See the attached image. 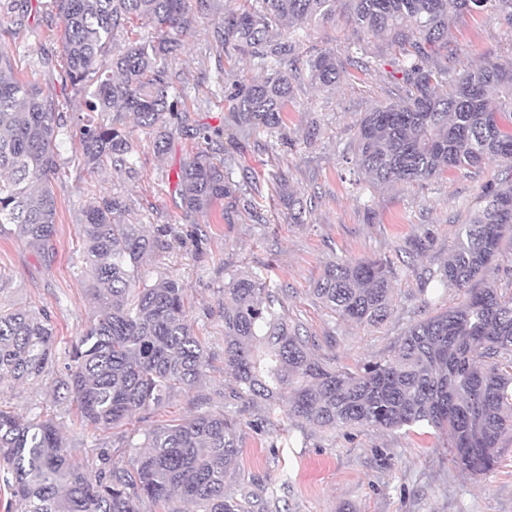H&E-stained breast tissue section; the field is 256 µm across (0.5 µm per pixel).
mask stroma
Returning a JSON list of instances; mask_svg holds the SVG:
<instances>
[{"instance_id":"stroma-1","label":"stroma","mask_w":512,"mask_h":512,"mask_svg":"<svg viewBox=\"0 0 512 512\" xmlns=\"http://www.w3.org/2000/svg\"><path fill=\"white\" fill-rule=\"evenodd\" d=\"M240 2L207 0L171 54V68L188 89L181 107L188 121L173 128L164 150L137 128L131 134V170L118 172L106 162L91 172L80 158L77 138L58 137L62 168L52 182L57 199L53 260H44L9 231L0 232V307L45 310L56 329V360L62 365L92 318L80 273V219L89 197H119L127 206L124 222L144 225L150 237L162 238L165 227L175 228L177 239L146 255L140 270L151 282L175 277L183 283L188 319L208 355L202 380L160 406L135 413L110 433L82 428L75 411L57 404L49 374L27 383L0 382V407L23 417L55 416L78 458L93 470L100 448H109L114 461L123 463L125 438L138 443L146 430L161 424L206 411L226 414L238 424L241 446L226 491L238 497L259 483L275 485L279 512H512L511 439L503 442L498 466L474 478L454 466L445 436L434 429L365 428L348 434L288 420L281 405L237 393L224 367L222 298L233 275L267 274L286 291L289 316L312 335L316 354L330 366L356 371L391 357L418 320L462 301V292L441 289L431 306L422 308L418 277L446 263L460 225L482 207L486 186L512 182V169L489 160L422 186H370L352 162L357 124L364 113L397 102L389 74L398 50L383 38L362 39L340 18L307 28L308 52L340 55L359 41L368 68L348 69L331 87L298 88L278 134H239L214 150L215 158L232 159L233 179L252 192L256 211L226 214L216 206L186 215L176 173L204 146L192 127L224 124L227 105L216 92L218 75L230 81L259 76L247 61L219 62L215 51V28ZM448 41L457 50L454 69L488 59L512 63V32L492 9L450 19ZM0 51L19 77L55 97L59 112L82 111V94L64 81L61 22L53 0H20L12 10L0 0ZM278 171L287 179L288 195L276 193L271 184ZM384 257L395 270V301L383 325L337 321L313 300L312 283L329 262Z\"/></svg>"}]
</instances>
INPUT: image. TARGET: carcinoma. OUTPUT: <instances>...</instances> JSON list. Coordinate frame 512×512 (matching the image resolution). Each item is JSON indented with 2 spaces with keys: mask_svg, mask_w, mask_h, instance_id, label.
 <instances>
[{
  "mask_svg": "<svg viewBox=\"0 0 512 512\" xmlns=\"http://www.w3.org/2000/svg\"><path fill=\"white\" fill-rule=\"evenodd\" d=\"M224 15L216 43L224 57H247L263 76L224 85L230 126L238 132H275L294 88L336 83L341 62L321 52L303 57L302 30L342 15L365 36L398 45L396 104L364 113L356 131L355 166L374 187L422 185L449 170L495 159L512 168V66L489 60L462 74L446 93L448 68L430 58L448 48V19L492 7L512 30V0H245ZM62 24L66 80L83 92L85 114L64 122L55 99L19 79L0 54V228L46 259L55 255L60 171L57 137L79 128L84 165L107 160L131 168L133 144L124 117L155 134L160 147L182 120L184 90L168 58L177 38L191 30V0H54ZM136 17L152 28L123 48L112 30ZM112 55V71L99 60ZM232 164L204 150L177 173L188 214L235 198L245 210L252 196L232 179ZM485 204L461 225L437 272L419 277L422 306L430 284L464 291L454 308L417 321L393 358L361 372L336 369L312 353L309 340L288 320L283 292L260 274L224 284V365L239 393L282 401L289 419L319 427L401 430L426 426L443 433L452 462L477 477L495 469L504 438H512V293L485 279L512 235V184L489 187ZM112 197L82 210L81 273L93 319L73 346L71 362L54 382L57 402L75 404L81 424L105 433L134 413L163 402L176 388L198 384L205 347L185 310V288L173 277L148 282L139 273L158 241L141 224H119L125 209ZM393 263L385 259L332 262L312 294L342 321L379 326L393 302ZM56 336L42 310L0 309V381L40 379L53 365ZM240 452L237 426L224 414H198L149 431L127 462H112L100 448L94 477L78 462L54 419L22 418L0 408V472L11 498L5 512H143L173 498L197 512H248L225 491Z\"/></svg>",
  "mask_w": 512,
  "mask_h": 512,
  "instance_id": "1",
  "label": "carcinoma"
}]
</instances>
